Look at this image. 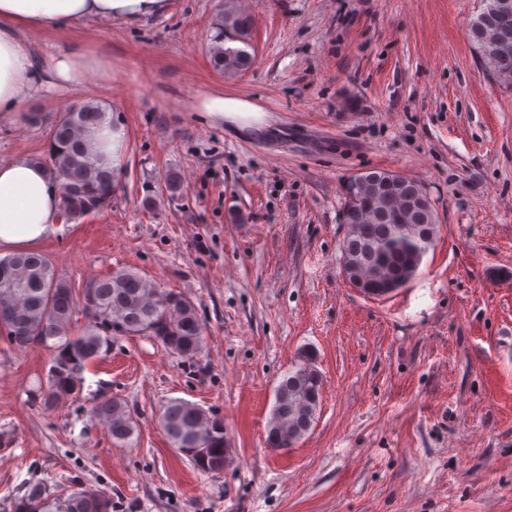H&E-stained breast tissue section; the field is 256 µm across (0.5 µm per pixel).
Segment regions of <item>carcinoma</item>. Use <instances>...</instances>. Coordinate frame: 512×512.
Masks as SVG:
<instances>
[{"label":"carcinoma","instance_id":"cac0c4a2","mask_svg":"<svg viewBox=\"0 0 512 512\" xmlns=\"http://www.w3.org/2000/svg\"><path fill=\"white\" fill-rule=\"evenodd\" d=\"M253 26V15L243 0H224L210 49L217 71L232 77L252 67L254 56L248 48ZM471 38L490 74L512 85V0H485L471 26ZM106 118V109L95 100L75 104L55 125L48 153L40 159L62 180V213L67 222L97 212L112 200L113 170L100 162L85 137L88 129ZM343 214V273L372 297H386L404 287L437 237V215L423 186L392 171L367 173L359 183L357 200L345 201ZM108 327L122 329L125 336L151 338L182 358L195 357L203 345L204 328L192 301L180 291L156 287L131 268L118 267L106 277L89 279L79 293L40 253L0 258V330L20 348L53 352L45 408L80 393L84 370L112 344ZM322 388L316 357L301 352L275 389L266 444L281 450L300 442L315 423ZM90 415L107 427L116 446L128 444L139 427L127 403L114 397L96 402ZM159 425L197 469L224 470L228 448L223 420L178 399L163 407ZM23 489L16 512H45L50 488L29 482ZM111 510L106 492L79 487L66 512Z\"/></svg>","mask_w":512,"mask_h":512}]
</instances>
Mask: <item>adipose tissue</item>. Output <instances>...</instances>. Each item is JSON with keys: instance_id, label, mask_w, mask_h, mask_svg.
<instances>
[{"instance_id": "1", "label": "adipose tissue", "mask_w": 512, "mask_h": 512, "mask_svg": "<svg viewBox=\"0 0 512 512\" xmlns=\"http://www.w3.org/2000/svg\"><path fill=\"white\" fill-rule=\"evenodd\" d=\"M167 0H0V124L37 122L28 103L43 90L75 89L91 76H112V60L81 44L35 58L24 36L46 28L139 20L162 13ZM98 154L119 168L127 150L124 124L106 121L90 135ZM61 185L31 156L0 162V256L37 249L60 229Z\"/></svg>"}]
</instances>
